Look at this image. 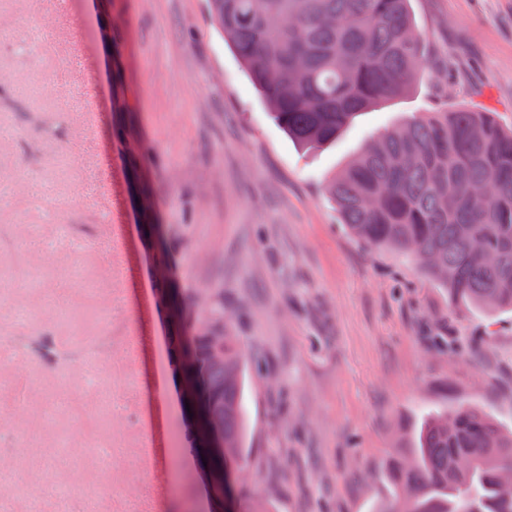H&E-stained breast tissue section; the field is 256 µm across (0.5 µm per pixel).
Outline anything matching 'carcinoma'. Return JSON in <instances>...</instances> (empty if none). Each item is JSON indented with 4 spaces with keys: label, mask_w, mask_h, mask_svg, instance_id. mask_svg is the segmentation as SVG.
Returning <instances> with one entry per match:
<instances>
[{
    "label": "carcinoma",
    "mask_w": 512,
    "mask_h": 512,
    "mask_svg": "<svg viewBox=\"0 0 512 512\" xmlns=\"http://www.w3.org/2000/svg\"><path fill=\"white\" fill-rule=\"evenodd\" d=\"M409 2L210 0V8L276 125L317 149L360 112L416 87L424 37ZM328 194L355 239L402 255L448 288L452 302L487 314L512 310V129L492 113L415 116L338 172ZM144 238L166 261L167 240L154 225ZM156 293L160 311L171 310L169 282H157ZM173 329L174 375L193 387L179 428L210 459L189 417L208 408L224 419V470L246 469L244 345L230 335L222 306ZM36 349L53 361L57 340L42 336ZM510 472L512 431L476 406L456 404L424 417L412 447L393 454L385 472L391 494L378 512H512V495L500 492Z\"/></svg>",
    "instance_id": "carcinoma-1"
}]
</instances>
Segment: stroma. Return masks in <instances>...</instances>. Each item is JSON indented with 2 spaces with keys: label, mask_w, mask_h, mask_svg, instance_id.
<instances>
[{
  "label": "stroma",
  "mask_w": 512,
  "mask_h": 512,
  "mask_svg": "<svg viewBox=\"0 0 512 512\" xmlns=\"http://www.w3.org/2000/svg\"><path fill=\"white\" fill-rule=\"evenodd\" d=\"M412 8L427 77L306 152L208 0H0V512H210L195 460L151 465L180 403L168 390L154 420L169 327L148 223L175 230L179 286L223 306L272 365L245 379L251 465L238 478L266 512H315L322 495L334 512H376L394 450L453 401L512 429V312L452 303L401 255L359 243L326 192L383 131L441 106L512 128V0ZM49 333L53 362L33 347Z\"/></svg>",
  "instance_id": "obj_1"
}]
</instances>
